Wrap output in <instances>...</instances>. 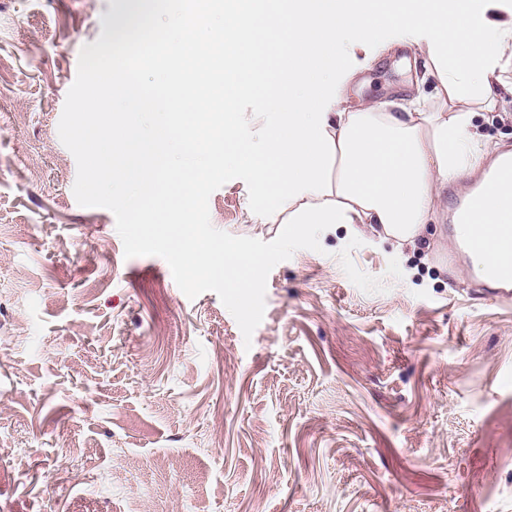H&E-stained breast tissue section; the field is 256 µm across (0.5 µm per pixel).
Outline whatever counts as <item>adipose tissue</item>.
I'll use <instances>...</instances> for the list:
<instances>
[{"label": "adipose tissue", "instance_id": "1", "mask_svg": "<svg viewBox=\"0 0 512 512\" xmlns=\"http://www.w3.org/2000/svg\"><path fill=\"white\" fill-rule=\"evenodd\" d=\"M120 2L112 39L93 50V62L111 74L112 96L128 111L174 112L178 121L149 140L137 127L123 128L103 166L121 183L144 187L147 203L160 211L188 206L209 169L238 162L252 172L255 223L340 224L356 236L412 246L448 183L482 166L473 113L493 108L499 89L512 95L503 78L512 65V0H251L246 12H226L223 27L205 32L188 28L180 0ZM161 15L174 53L199 41L228 44L286 30L275 75L276 131L263 155L240 135L255 115L234 113L223 138L201 151L190 133L193 97L146 94L124 72ZM370 29L384 31L383 48L418 46L423 72L402 95L351 108L346 88L381 48L360 40ZM162 150L180 153L183 163L150 168Z\"/></svg>", "mask_w": 512, "mask_h": 512}]
</instances>
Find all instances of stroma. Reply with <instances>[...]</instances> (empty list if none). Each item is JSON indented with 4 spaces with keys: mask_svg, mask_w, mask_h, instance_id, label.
<instances>
[{
    "mask_svg": "<svg viewBox=\"0 0 512 512\" xmlns=\"http://www.w3.org/2000/svg\"><path fill=\"white\" fill-rule=\"evenodd\" d=\"M117 5L0 0V512H512V300L475 287L450 195L430 245L334 225L277 264L248 341L77 203L58 124ZM422 61L387 50L349 96L393 98ZM261 82L231 109L270 124ZM473 126L512 149V98ZM248 204L228 181L212 225L274 240Z\"/></svg>",
    "mask_w": 512,
    "mask_h": 512,
    "instance_id": "35a3bbf8",
    "label": "stroma"
}]
</instances>
